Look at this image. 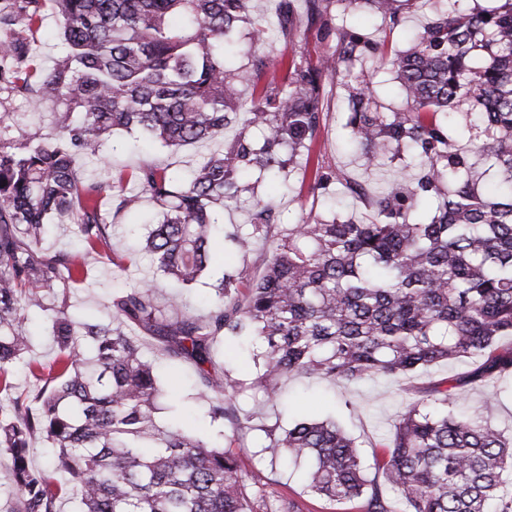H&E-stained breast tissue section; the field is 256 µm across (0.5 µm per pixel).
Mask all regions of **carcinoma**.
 I'll list each match as a JSON object with an SVG mask.
<instances>
[{
	"mask_svg": "<svg viewBox=\"0 0 512 512\" xmlns=\"http://www.w3.org/2000/svg\"><path fill=\"white\" fill-rule=\"evenodd\" d=\"M65 55L36 67L29 34L42 25L45 0H0V83L31 106L54 113L46 137L0 135V390L12 388L29 348L30 309L46 310L55 358L28 363L32 393L0 404V451L11 459L10 512H56L61 499L79 512H300L277 510L259 495L263 472L242 470L232 440L210 445L178 424L164 425L162 391L146 340L193 364L210 392L208 416L253 428L240 413L245 393L276 398L290 376L358 382L405 377L450 360L466 372L443 378L408 403L374 458L369 477L355 441L334 422L303 420L278 433L260 426L270 460L309 463L307 488L349 500L359 512H512V440L488 419L453 409L476 385L512 378V0H426L433 18L413 44L390 56L386 39L336 24L354 0H305L308 23L336 44L303 60L280 53L269 67L260 51L269 26L263 0H52ZM383 24L400 22L404 0H367ZM303 19L295 0H277V22L291 37ZM245 24L255 50L245 67H226L225 48ZM396 74L403 107L372 106L363 65ZM336 82L352 105L349 124L367 166L411 161L379 192L349 173L316 164L312 203L336 185L359 199L363 219L280 224L271 203L244 180L307 168ZM252 88L250 101L237 87ZM237 122L234 139L187 179L146 165L131 176L137 192L112 195L87 183L78 162L103 154L117 130H138L171 151L210 140ZM496 180L488 196L480 184ZM149 197L158 220L145 249L156 276L191 285L209 270L221 211L253 201L250 220L224 231L247 255L269 245L261 272L226 271L206 319L159 308L153 285L112 296L109 322L68 313L70 288L87 269L41 248L48 225L71 224L86 250L124 271L137 254L112 243L103 207L134 211ZM434 203L426 222L419 207ZM247 337L262 358L249 384L217 368L218 338ZM55 454L29 467L32 439Z\"/></svg>",
	"mask_w": 512,
	"mask_h": 512,
	"instance_id": "obj_1",
	"label": "carcinoma"
}]
</instances>
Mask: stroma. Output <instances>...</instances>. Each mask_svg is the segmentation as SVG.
<instances>
[{"instance_id":"1","label":"stroma","mask_w":512,"mask_h":512,"mask_svg":"<svg viewBox=\"0 0 512 512\" xmlns=\"http://www.w3.org/2000/svg\"><path fill=\"white\" fill-rule=\"evenodd\" d=\"M429 18L430 10L423 0H408L398 27L389 36L392 49L398 52L406 50L412 36L422 32ZM324 110L327 118L313 148L314 154L319 155L322 162L345 169L372 189L379 188L402 169L404 161L400 158L379 170L364 169L360 153L353 146L348 125L349 107L341 90H334L329 95ZM0 126L5 127L10 137H42L54 130L53 114L44 109H34L21 95L1 87ZM236 130V125H228L213 140L188 146L177 153L140 134L118 131L109 140L110 146L104 151V160L85 166L84 176L91 182L116 184L147 164L168 166L184 175L220 149L225 141L231 140ZM309 185V179L303 178L301 169L297 168L263 183L258 195L273 200L285 224L299 223L313 211L326 219L334 217L344 220L364 210L363 205L351 197L345 198L340 204L330 198L321 204H313ZM107 221L112 226L114 241L139 249L144 244L150 224L156 221V211L149 203L139 212L113 209ZM42 248L51 253H69L91 268L90 284L73 289L69 300L70 314L80 320L104 318L113 294L141 286L145 280L152 278L149 264L145 261L123 272L113 268L110 263L87 252L80 238L69 227L54 228L43 241ZM264 256L265 250L259 246L248 257H241L225 248L222 232H215L209 274L197 284L183 288L181 295L196 314H206L214 296L212 285L223 269L245 265L253 268L261 263ZM150 353L157 358L156 374L163 389L161 420L193 428L207 441H219L224 434L235 436L236 452L242 468L248 471L257 467L262 469L264 493L268 501L288 498L298 502L302 512H357L350 502L333 501L306 493L305 466L259 459L257 450L265 439L262 432L249 429L237 431L232 425L211 422L205 413L206 402L199 395L200 380L195 368L161 355L158 346H151ZM217 357L226 369L246 381L254 379L262 366L261 360L253 356L251 345L238 340L227 339L219 343ZM465 369L462 363H440L419 369L398 382L379 378L360 384L298 377L289 380L284 397L276 404L266 403L259 397L245 401L244 407L258 424L276 423L285 428L299 419L336 422L355 438L362 454L369 457L385 442L397 416L409 400L418 397L433 382L464 372ZM459 406L467 411L485 409L487 418L493 424L505 435H512V382L505 380L493 388L474 387Z\"/></svg>"}]
</instances>
